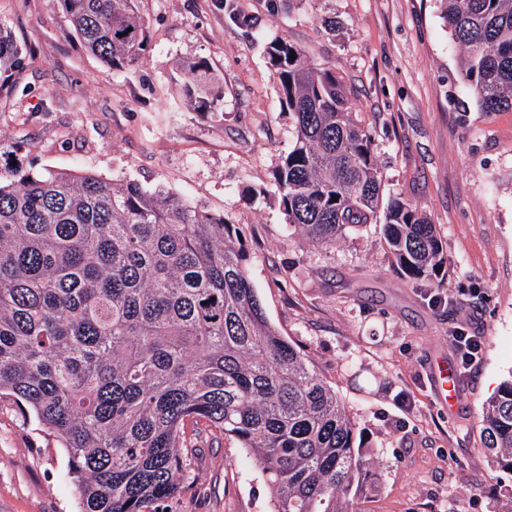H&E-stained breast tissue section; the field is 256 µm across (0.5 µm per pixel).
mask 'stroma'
<instances>
[{
	"mask_svg": "<svg viewBox=\"0 0 512 512\" xmlns=\"http://www.w3.org/2000/svg\"><path fill=\"white\" fill-rule=\"evenodd\" d=\"M140 0L142 63L115 74L76 35L59 0H0L24 50L0 95V171L78 169L165 186L242 233L268 322L344 401L370 461L361 512H512V472L481 444L483 407L512 378V112H484L459 74L439 0ZM283 39L333 69L369 131L384 195L413 203L444 248L439 289L394 267L375 225L333 248L288 230L272 184L295 132L267 44ZM221 79L215 112L181 103V66ZM483 339L462 401L436 400L431 363L454 337ZM165 512H270L236 441L205 435ZM0 512H80L69 455L0 400Z\"/></svg>",
	"mask_w": 512,
	"mask_h": 512,
	"instance_id": "obj_1",
	"label": "stroma"
}]
</instances>
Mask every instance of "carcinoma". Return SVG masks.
Returning <instances> with one entry per match:
<instances>
[{
  "label": "carcinoma",
  "instance_id": "carcinoma-1",
  "mask_svg": "<svg viewBox=\"0 0 512 512\" xmlns=\"http://www.w3.org/2000/svg\"><path fill=\"white\" fill-rule=\"evenodd\" d=\"M107 68L143 59L139 0H60ZM459 70L486 112L512 111V0H440ZM295 59H290L291 54ZM294 140L273 172L287 224L321 248L382 225L404 278L439 287L443 244L397 197L381 203L369 132L343 82L285 40L268 44ZM23 49L0 29V93ZM184 96L215 112L203 62ZM233 224L162 186H114L85 171L0 176V399L67 449L81 512H159L210 431L235 440L265 478L271 512H359L368 460L336 391L264 315ZM482 444L512 471V378L485 405Z\"/></svg>",
  "mask_w": 512,
  "mask_h": 512
}]
</instances>
